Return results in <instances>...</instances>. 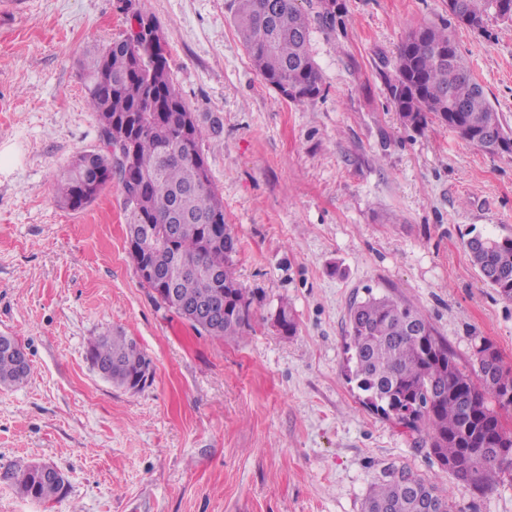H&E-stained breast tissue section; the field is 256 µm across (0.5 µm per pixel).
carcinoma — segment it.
Returning <instances> with one entry per match:
<instances>
[{"label":"carcinoma","mask_w":512,"mask_h":512,"mask_svg":"<svg viewBox=\"0 0 512 512\" xmlns=\"http://www.w3.org/2000/svg\"><path fill=\"white\" fill-rule=\"evenodd\" d=\"M318 0L315 20L331 31L343 24ZM499 0H451L448 12L487 31L498 18ZM234 23L255 68L274 88L288 92V101L302 103L321 93V74L310 53L311 20L297 0H235ZM137 39L125 36L88 51L83 63L85 100L100 125L103 149L77 156L59 177L62 201L73 209L92 203L83 186L97 192L117 182L126 199L146 202L140 213H128L127 234L138 225L137 245L143 257L160 262L175 287V298L193 304L220 301L219 329L199 333L217 338L241 336L251 328L253 296L240 287L233 270L239 240L224 219V202L212 184L201 180V128L188 132L189 112L170 76L167 57L156 52L166 45L152 21ZM390 98L402 122L415 129L433 116L461 138L491 154L512 153L494 145L499 135L512 142V129L486 98L457 54L448 33L435 26L412 30L399 46L393 73L386 76ZM129 126L119 143L110 121ZM175 227V236L167 228ZM475 267L499 296L512 300V238L477 234L466 242ZM191 260L208 270L224 271L218 286L206 274L182 271ZM279 331L293 335L297 324L288 307L274 315ZM346 377L360 391L363 405L386 419L424 434L425 444L440 465L467 485L480 487L497 467L488 456L500 448L512 452V429L502 426V413L512 410V368L489 363L481 346L463 366L448 350L428 318L406 302L374 296L350 305L345 342ZM86 358L100 365L107 379L126 387L147 381L151 359L125 332L92 337ZM24 346L14 337L0 345V387L22 385L29 367ZM10 480L25 497L58 496L31 463L7 468ZM363 512H458L448 494L408 468L392 469L374 484Z\"/></svg>","instance_id":"cac0c4a2"}]
</instances>
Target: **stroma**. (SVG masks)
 Listing matches in <instances>:
<instances>
[{"mask_svg": "<svg viewBox=\"0 0 512 512\" xmlns=\"http://www.w3.org/2000/svg\"><path fill=\"white\" fill-rule=\"evenodd\" d=\"M345 24L313 27L322 91L283 101L254 68L233 0H0V335L27 381L0 388V467L35 460L63 495L0 481V512H362L392 467L435 480L460 512H512V467L484 490L456 482L421 435L365 408L345 376L351 303L413 305L469 364L480 340L512 366V301L471 263L476 234L512 238V154L490 155L437 119L405 126L387 89L397 50L423 25L447 29L512 126V22L459 26L448 0H339ZM153 20L204 131L201 150L239 239L254 296L242 338L198 334L141 284L116 185L74 210L54 189L100 125L85 52ZM287 305L288 336L270 315ZM115 330L149 356L132 393L89 364Z\"/></svg>", "mask_w": 512, "mask_h": 512, "instance_id": "35a3bbf8", "label": "stroma"}]
</instances>
